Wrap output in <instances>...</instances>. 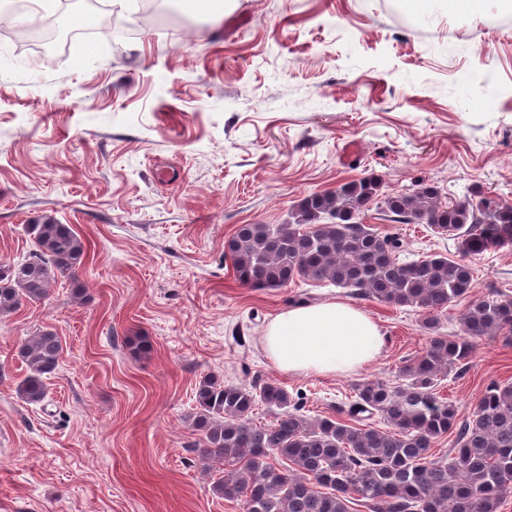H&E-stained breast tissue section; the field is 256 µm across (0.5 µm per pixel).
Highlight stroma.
Segmentation results:
<instances>
[{
    "instance_id": "35a3bbf8",
    "label": "stroma",
    "mask_w": 512,
    "mask_h": 512,
    "mask_svg": "<svg viewBox=\"0 0 512 512\" xmlns=\"http://www.w3.org/2000/svg\"><path fill=\"white\" fill-rule=\"evenodd\" d=\"M162 20L129 38L80 37L42 54L0 41V259L35 248L29 224L72 225L89 244L72 285L0 318V512H244L215 497L195 449V387L275 381L303 412L331 415L355 384L426 345L420 315L363 298L383 330L377 360L347 376L288 375L268 358L270 320L300 294L347 289L298 280L241 284L224 244L242 224H284L301 199L379 175L388 193L421 180L457 200L512 202V0L448 13L404 0H235L223 19ZM364 223L403 237L412 258L463 257L424 224ZM467 301L512 300V245L467 258ZM467 301L441 318L459 332ZM49 328L63 341L48 396L24 403L18 356ZM148 337L149 354L131 342ZM492 381L512 383V341L475 340L440 397L462 413Z\"/></svg>"
}]
</instances>
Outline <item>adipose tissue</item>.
Instances as JSON below:
<instances>
[{"label": "adipose tissue", "mask_w": 512, "mask_h": 512, "mask_svg": "<svg viewBox=\"0 0 512 512\" xmlns=\"http://www.w3.org/2000/svg\"><path fill=\"white\" fill-rule=\"evenodd\" d=\"M263 344L281 372L344 376L379 357L384 335L361 309L335 299L278 313L265 330Z\"/></svg>", "instance_id": "adipose-tissue-1"}]
</instances>
